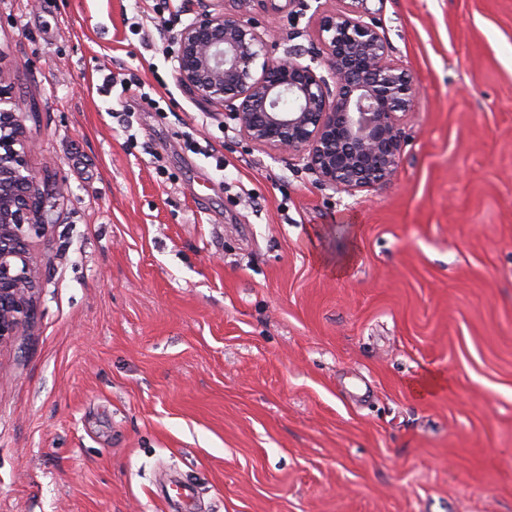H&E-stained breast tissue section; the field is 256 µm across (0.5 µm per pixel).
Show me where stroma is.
Instances as JSON below:
<instances>
[{
    "label": "stroma",
    "mask_w": 512,
    "mask_h": 512,
    "mask_svg": "<svg viewBox=\"0 0 512 512\" xmlns=\"http://www.w3.org/2000/svg\"><path fill=\"white\" fill-rule=\"evenodd\" d=\"M194 7L0 0L53 221L0 351V512H175L166 475L193 512H512V0H383L418 96L352 195L180 87ZM253 17L316 42L313 9Z\"/></svg>",
    "instance_id": "1"
}]
</instances>
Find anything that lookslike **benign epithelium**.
Here are the masks:
<instances>
[{
    "mask_svg": "<svg viewBox=\"0 0 512 512\" xmlns=\"http://www.w3.org/2000/svg\"><path fill=\"white\" fill-rule=\"evenodd\" d=\"M215 2L176 37L178 83L224 108L251 143L305 160L322 186L352 195L391 180L417 89L370 0H340L323 15L307 62L293 50L273 57L252 17L255 9L270 19L293 13L301 0ZM10 104L0 86V350L36 318L41 273L30 238L52 227L23 116Z\"/></svg>",
    "mask_w": 512,
    "mask_h": 512,
    "instance_id": "1",
    "label": "benign epithelium"
}]
</instances>
